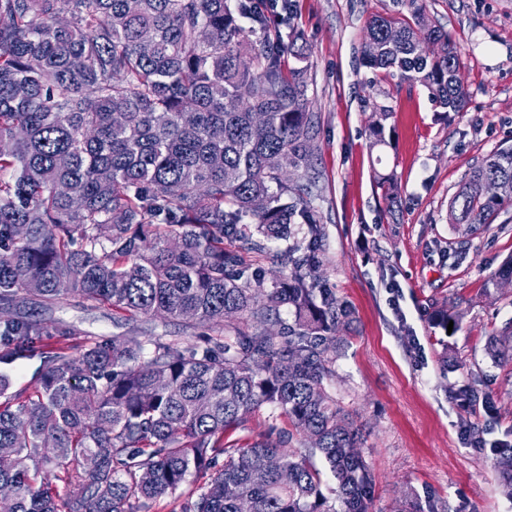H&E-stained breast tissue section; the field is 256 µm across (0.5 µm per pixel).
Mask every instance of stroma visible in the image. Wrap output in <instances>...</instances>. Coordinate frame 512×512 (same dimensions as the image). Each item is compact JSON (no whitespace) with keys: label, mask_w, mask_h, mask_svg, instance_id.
<instances>
[{"label":"stroma","mask_w":512,"mask_h":512,"mask_svg":"<svg viewBox=\"0 0 512 512\" xmlns=\"http://www.w3.org/2000/svg\"><path fill=\"white\" fill-rule=\"evenodd\" d=\"M461 50L462 111L440 114L426 88L364 66L367 19L396 0H292L281 32L307 53L319 115L318 175L328 259L321 274L353 311L336 362V397L361 428L375 476V512L402 494L422 512H512L491 467L512 445V364L486 351L512 319V284L485 283L512 257V210L459 245L448 205L477 161L512 144V0H422ZM391 114L387 145L371 147L377 106ZM393 175L389 213L378 177ZM456 316L447 326L443 315ZM44 318L78 338L140 335L108 310L53 307ZM473 395H463V386Z\"/></svg>","instance_id":"35a3bbf8"}]
</instances>
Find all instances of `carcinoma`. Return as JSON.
Instances as JSON below:
<instances>
[{
	"label": "carcinoma",
	"instance_id": "obj_1",
	"mask_svg": "<svg viewBox=\"0 0 512 512\" xmlns=\"http://www.w3.org/2000/svg\"><path fill=\"white\" fill-rule=\"evenodd\" d=\"M407 7L368 20L363 60L458 112L460 50ZM2 18L0 305L73 297L195 338L52 349L69 329L35 309L0 317V364L40 359L30 389L0 372L9 512H153L220 455L183 512H241V497L250 512H372L362 432L332 393L352 310L319 274L318 121L298 37L251 39L271 24L249 0H0ZM389 114L376 107L372 145L387 144ZM489 179L505 194L486 197ZM509 208L502 145L450 199L458 244ZM293 224L305 240L273 250ZM255 256L290 272L267 288ZM488 351L512 361V319ZM265 408L287 424L278 440L227 439ZM493 468L512 498V448Z\"/></svg>",
	"mask_w": 512,
	"mask_h": 512
}]
</instances>
